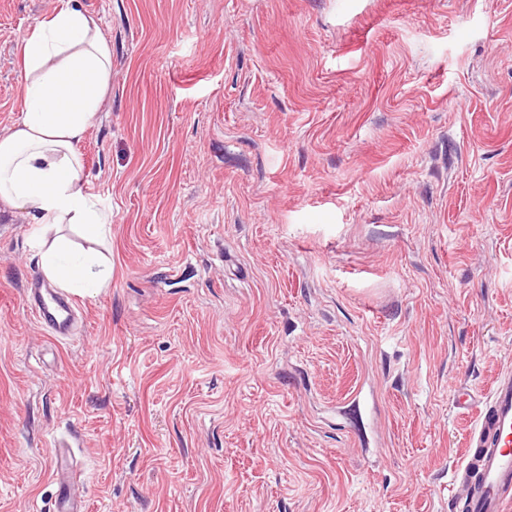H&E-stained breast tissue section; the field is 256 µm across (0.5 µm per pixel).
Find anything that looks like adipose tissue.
<instances>
[{
    "label": "adipose tissue",
    "instance_id": "1",
    "mask_svg": "<svg viewBox=\"0 0 512 512\" xmlns=\"http://www.w3.org/2000/svg\"><path fill=\"white\" fill-rule=\"evenodd\" d=\"M25 80L19 120L0 134V203L27 214L44 277L61 290L95 296L112 279L101 252L76 251L69 227L107 242L112 214L89 191L79 145L112 80V46L80 0H62L18 44Z\"/></svg>",
    "mask_w": 512,
    "mask_h": 512
}]
</instances>
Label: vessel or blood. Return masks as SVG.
<instances>
[{
	"mask_svg": "<svg viewBox=\"0 0 512 512\" xmlns=\"http://www.w3.org/2000/svg\"><path fill=\"white\" fill-rule=\"evenodd\" d=\"M27 305L36 321L56 337L64 335L75 308L62 295L34 289ZM456 408L474 412L475 421L466 441L465 462L452 477L454 491L464 492L467 512H504L512 502V375L498 378L488 396L470 389L456 391ZM71 446H62L53 470L57 485L54 512H85L74 498L79 476L68 462Z\"/></svg>",
	"mask_w": 512,
	"mask_h": 512,
	"instance_id": "obj_1",
	"label": "vessel or blood"
}]
</instances>
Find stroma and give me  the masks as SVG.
<instances>
[{
    "label": "stroma",
    "mask_w": 512,
    "mask_h": 512,
    "mask_svg": "<svg viewBox=\"0 0 512 512\" xmlns=\"http://www.w3.org/2000/svg\"><path fill=\"white\" fill-rule=\"evenodd\" d=\"M112 282L54 339L0 211V512H455L458 387L512 374V0H81ZM59 0H0L17 45ZM56 448L59 450L55 467L53 470V480L57 485L56 506L54 512H84L86 506L82 502L74 500V485L79 480V475L73 466V452L69 445L59 444ZM65 457L69 458L66 465Z\"/></svg>",
    "instance_id": "obj_1"
}]
</instances>
